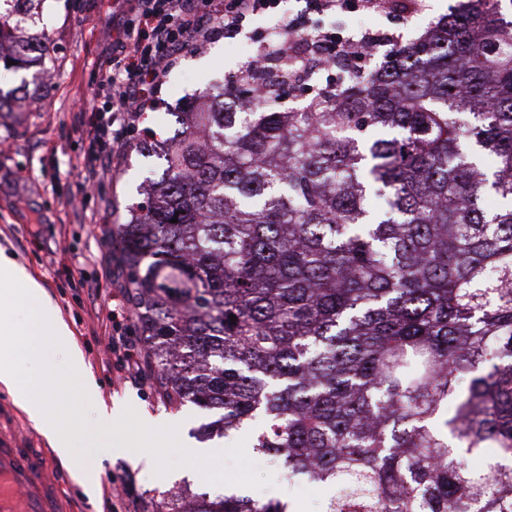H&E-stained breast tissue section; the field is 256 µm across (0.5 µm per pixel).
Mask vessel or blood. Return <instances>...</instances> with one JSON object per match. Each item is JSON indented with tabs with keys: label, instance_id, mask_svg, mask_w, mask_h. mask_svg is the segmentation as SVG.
<instances>
[{
	"label": "vessel or blood",
	"instance_id": "b4317fda",
	"mask_svg": "<svg viewBox=\"0 0 512 512\" xmlns=\"http://www.w3.org/2000/svg\"><path fill=\"white\" fill-rule=\"evenodd\" d=\"M13 419L0 409V512H66L50 456L12 431Z\"/></svg>",
	"mask_w": 512,
	"mask_h": 512
}]
</instances>
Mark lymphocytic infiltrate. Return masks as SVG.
Segmentation results:
<instances>
[{
	"label": "lymphocytic infiltrate",
	"instance_id": "lymphocytic-infiltrate-1",
	"mask_svg": "<svg viewBox=\"0 0 512 512\" xmlns=\"http://www.w3.org/2000/svg\"><path fill=\"white\" fill-rule=\"evenodd\" d=\"M278 6V0H113L112 45L93 76L96 89L110 94L111 121L89 131L91 144L106 142L110 148L104 154L92 152L78 172L80 186L96 189L111 173L113 161L124 156L130 135L154 111L170 70L189 47L235 35L253 17L278 13ZM278 15L280 36L264 42L262 58L286 60L298 72L318 62L360 73L361 46L330 30L307 34V54L286 59L280 38L294 36L303 22L298 16Z\"/></svg>",
	"mask_w": 512,
	"mask_h": 512
}]
</instances>
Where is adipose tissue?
<instances>
[{
    "label": "adipose tissue",
    "mask_w": 512,
    "mask_h": 512,
    "mask_svg": "<svg viewBox=\"0 0 512 512\" xmlns=\"http://www.w3.org/2000/svg\"><path fill=\"white\" fill-rule=\"evenodd\" d=\"M19 296L36 299L39 303V313L26 331L28 339L22 345L18 358L0 362V386L11 394L15 404L46 437L57 456L68 462L71 461L76 448V437L63 421L61 403L35 389L22 378L23 362L37 359L43 354L40 343L42 337H49L55 348L64 350L71 368L82 373L83 394L95 404L102 421L109 423L118 420L126 414L127 409L122 405L110 406L103 401L97 382L86 372L83 353L77 346L73 332L62 317L57 304L22 263L0 250L1 336L13 333L9 311Z\"/></svg>",
    "instance_id": "adipose-tissue-1"
}]
</instances>
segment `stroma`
I'll return each instance as SVG.
<instances>
[{
    "instance_id": "35a3bbf8",
    "label": "stroma",
    "mask_w": 512,
    "mask_h": 512,
    "mask_svg": "<svg viewBox=\"0 0 512 512\" xmlns=\"http://www.w3.org/2000/svg\"><path fill=\"white\" fill-rule=\"evenodd\" d=\"M460 0H429L419 21H397L388 14L349 13L341 17L312 16L308 29L333 27L343 35L364 26L401 33L404 42L421 37L431 24L457 9ZM111 0H35L33 13L14 18L11 44L38 41L41 61L29 69L6 71L0 84V249L14 255L37 276L57 303L74 333L87 370L96 379L105 402L124 403L122 421L101 426L95 408L80 391L81 377L64 353L46 348L42 359L23 369L24 380L60 398L66 422L80 437L78 458L94 460L93 440H127L122 453L102 463L100 493L88 496L56 464L54 474L71 499L75 512H123L124 503H139L140 512H154L161 494L188 489L218 496L227 479L266 497L290 499L299 512H317L324 491L309 482L288 483L265 458L239 442L213 438L205 454L191 432L206 416L194 405L172 410L155 394L150 373L141 381L113 384L105 361L107 336H87L85 294L80 279L100 285V305L121 299L126 284L121 253L111 243L112 227L122 222L128 206L143 199L140 184L153 167L152 159L128 150L111 176L93 195H84L77 172L88 158L85 135L68 116L73 99H92V71L109 41ZM271 16L248 22L239 37L221 39L202 50H188L171 71L158 110L144 124L158 134L169 130L171 112L188 98L215 93L229 76L245 66L243 43L267 31ZM39 213L40 223L30 221ZM124 483L121 498H112L113 480Z\"/></svg>"
}]
</instances>
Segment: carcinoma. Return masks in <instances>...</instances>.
I'll list each match as a JSON object with an SVG mask.
<instances>
[{"mask_svg": "<svg viewBox=\"0 0 512 512\" xmlns=\"http://www.w3.org/2000/svg\"><path fill=\"white\" fill-rule=\"evenodd\" d=\"M480 2L316 112L228 111L245 74L134 136L160 168L114 238L154 391L322 512H512V19ZM180 500L159 512H287Z\"/></svg>", "mask_w": 512, "mask_h": 512, "instance_id": "cac0c4a2", "label": "carcinoma"}]
</instances>
